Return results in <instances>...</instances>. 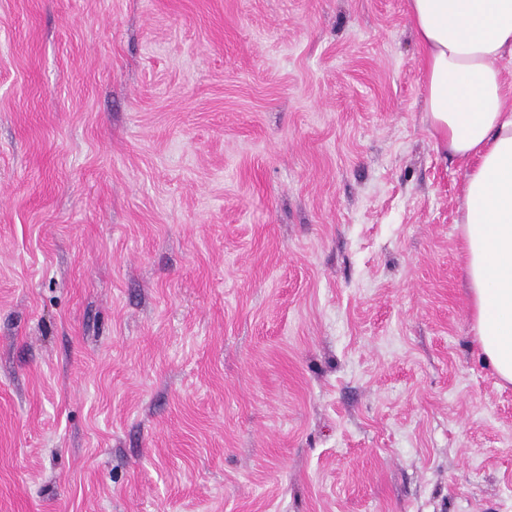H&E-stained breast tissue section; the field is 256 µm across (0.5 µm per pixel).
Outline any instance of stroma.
<instances>
[{"label": "stroma", "mask_w": 512, "mask_h": 512, "mask_svg": "<svg viewBox=\"0 0 512 512\" xmlns=\"http://www.w3.org/2000/svg\"><path fill=\"white\" fill-rule=\"evenodd\" d=\"M424 100L406 0H0V512H512Z\"/></svg>", "instance_id": "obj_1"}]
</instances>
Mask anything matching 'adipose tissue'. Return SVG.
<instances>
[{
    "label": "adipose tissue",
    "mask_w": 512,
    "mask_h": 512,
    "mask_svg": "<svg viewBox=\"0 0 512 512\" xmlns=\"http://www.w3.org/2000/svg\"><path fill=\"white\" fill-rule=\"evenodd\" d=\"M422 50L425 117L465 171L458 218L474 336L512 384V0H407Z\"/></svg>",
    "instance_id": "1"
}]
</instances>
